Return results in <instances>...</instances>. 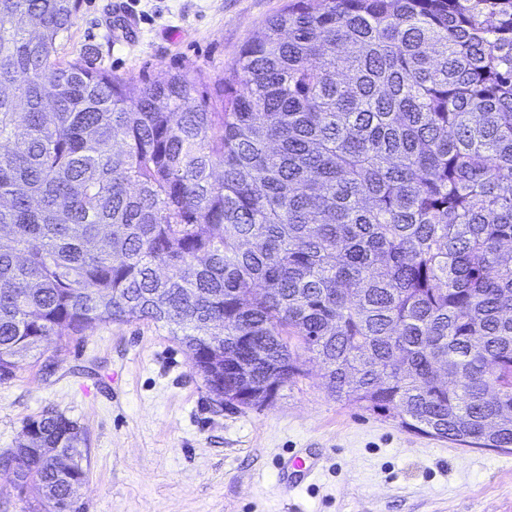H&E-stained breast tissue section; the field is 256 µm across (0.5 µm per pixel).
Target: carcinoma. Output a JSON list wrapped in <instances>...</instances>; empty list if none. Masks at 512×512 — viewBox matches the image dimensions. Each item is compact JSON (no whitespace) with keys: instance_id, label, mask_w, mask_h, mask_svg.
<instances>
[{"instance_id":"obj_1","label":"carcinoma","mask_w":512,"mask_h":512,"mask_svg":"<svg viewBox=\"0 0 512 512\" xmlns=\"http://www.w3.org/2000/svg\"><path fill=\"white\" fill-rule=\"evenodd\" d=\"M82 0H0V381L148 322L213 400L323 366L338 400L512 448V0H287L197 77L59 56ZM77 422L0 454L76 512Z\"/></svg>"}]
</instances>
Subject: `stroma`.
Instances as JSON below:
<instances>
[{"label":"stroma","instance_id":"obj_1","mask_svg":"<svg viewBox=\"0 0 512 512\" xmlns=\"http://www.w3.org/2000/svg\"><path fill=\"white\" fill-rule=\"evenodd\" d=\"M112 3L83 0L64 54L137 79L199 75L198 103L286 0H129L131 35ZM301 359L296 386L233 408L212 401L166 329L100 325L60 350L54 371L29 360L0 383V453L44 409L77 421L89 437L79 512H501L512 501V452L463 448L336 400L320 363ZM295 448L322 469L286 495L277 466Z\"/></svg>","mask_w":512,"mask_h":512}]
</instances>
